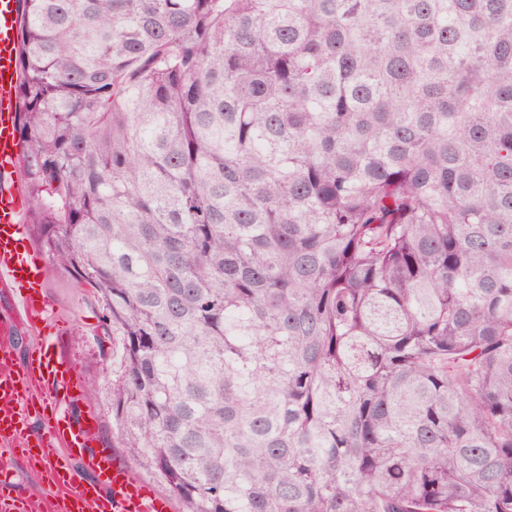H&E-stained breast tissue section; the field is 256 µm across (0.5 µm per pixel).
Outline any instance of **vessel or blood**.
Returning a JSON list of instances; mask_svg holds the SVG:
<instances>
[{
  "label": "vessel or blood",
  "instance_id": "obj_1",
  "mask_svg": "<svg viewBox=\"0 0 512 512\" xmlns=\"http://www.w3.org/2000/svg\"><path fill=\"white\" fill-rule=\"evenodd\" d=\"M18 0H0V291L12 307L0 321V445L35 461L54 493L42 502L0 494V512H174L170 498L123 467L99 447L91 417H74L66 403L78 390V372L59 356L57 342L36 347L25 370L12 362L15 325L46 322L50 309L42 295L46 263L35 257L24 222L26 204L13 176L21 152L17 139ZM50 406L43 430L29 432L32 396ZM90 472L79 480L74 463Z\"/></svg>",
  "mask_w": 512,
  "mask_h": 512
}]
</instances>
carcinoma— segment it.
Returning <instances> with one entry per match:
<instances>
[{"mask_svg": "<svg viewBox=\"0 0 512 512\" xmlns=\"http://www.w3.org/2000/svg\"><path fill=\"white\" fill-rule=\"evenodd\" d=\"M28 223L183 512H512V0H19Z\"/></svg>", "mask_w": 512, "mask_h": 512, "instance_id": "cac0c4a2", "label": "carcinoma"}]
</instances>
